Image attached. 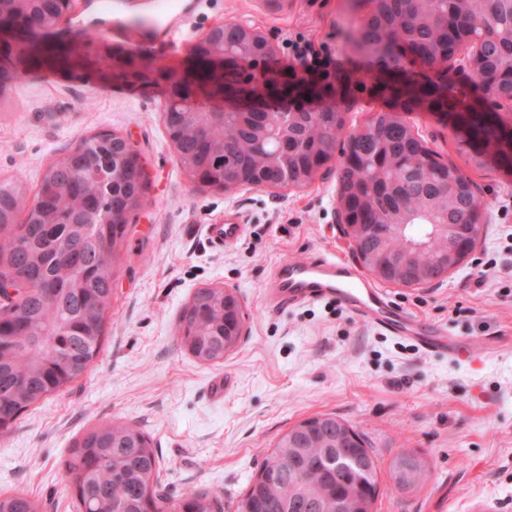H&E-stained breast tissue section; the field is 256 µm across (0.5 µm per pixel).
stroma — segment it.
I'll list each match as a JSON object with an SVG mask.
<instances>
[{"mask_svg": "<svg viewBox=\"0 0 512 512\" xmlns=\"http://www.w3.org/2000/svg\"><path fill=\"white\" fill-rule=\"evenodd\" d=\"M111 23L95 0H76L63 29L89 30L82 83L17 85L0 105V180L35 187L47 166L85 136L109 130L128 138L148 174L142 208L116 257L112 307L97 359L52 398L33 404L0 430V492L24 493L43 512H76L65 468L74 442L101 421L119 418L148 432L159 455L157 483L173 500L198 489L223 492L234 506L278 437L304 419L333 413L362 432L380 466L375 512H470L477 498L512 512V267L503 248L512 233V168L474 167L456 133L426 112L411 114L428 145L469 177L488 208L482 240L465 263L432 283L385 284L394 306L468 337L470 360L450 361L383 334L333 301L278 313L266 307L276 266L333 255L358 260L339 214L338 175L327 163L308 186H241L214 191L189 180L163 126L161 79L184 68L192 46L220 23L246 20L273 44L303 34L327 44L340 72L355 71L342 30L348 0H291L286 17L252 0H177L176 32L128 37L151 0H119ZM151 57L143 77H102L96 61ZM240 212L247 227L218 249L205 225ZM237 292L245 323L237 347L216 364L179 349L182 308L200 288ZM402 451L423 455L430 479L397 488L389 465Z\"/></svg>", "mask_w": 512, "mask_h": 512, "instance_id": "35a3bbf8", "label": "stroma"}]
</instances>
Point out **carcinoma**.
I'll return each mask as SVG.
<instances>
[{"label": "carcinoma", "mask_w": 512, "mask_h": 512, "mask_svg": "<svg viewBox=\"0 0 512 512\" xmlns=\"http://www.w3.org/2000/svg\"><path fill=\"white\" fill-rule=\"evenodd\" d=\"M369 5L343 35L350 57L369 68L355 78H299L269 67L262 35L231 23L193 47L226 55L224 67L195 74L203 102L196 108L165 88L164 125L179 145L177 161L190 179L205 169L219 191L239 186L304 188L336 160L339 205L348 223L368 230L358 244L389 264L408 266L430 283L453 264L440 225L467 216L485 224L487 207L470 178L414 132L404 114L448 115L469 160L512 167V0H350ZM65 0H0V14L31 38L22 51L29 67L0 64V98L38 67L70 62L69 47L46 39L61 34ZM470 43L474 84L462 91L454 68L440 67ZM383 101L357 130L344 134L343 106L358 95ZM205 132L201 139L199 132ZM140 153L124 137L101 131L82 140L45 170L34 196L17 179L0 180V279L18 284L0 292V427L88 371L105 336L112 304L116 252L143 205ZM235 175L224 182V172ZM116 214L119 223L96 224ZM81 254L65 258L73 246ZM220 287L198 289L180 314V344L203 363L224 359V340L237 345L241 322L227 312ZM332 414L304 419L265 456L234 512H374L377 457L365 437L346 455L336 451ZM78 512H224L218 491H191L174 502L153 478L160 469L152 439L118 420L100 422L76 441L66 461ZM402 490L429 478L426 458L397 454L390 464ZM26 494L0 493V512H40Z\"/></svg>", "instance_id": "obj_1"}]
</instances>
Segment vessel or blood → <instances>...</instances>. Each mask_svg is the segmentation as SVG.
<instances>
[{"label":"vessel or blood","mask_w":512,"mask_h":512,"mask_svg":"<svg viewBox=\"0 0 512 512\" xmlns=\"http://www.w3.org/2000/svg\"><path fill=\"white\" fill-rule=\"evenodd\" d=\"M242 233V220L237 215L205 228L208 241L217 248L238 241ZM320 301L338 302L358 320L388 335L411 340L432 354L456 359L470 350L467 338L401 312L386 291L359 277L347 262L331 257L282 264L269 290L267 306L282 312L303 302Z\"/></svg>","instance_id":"obj_1"}]
</instances>
